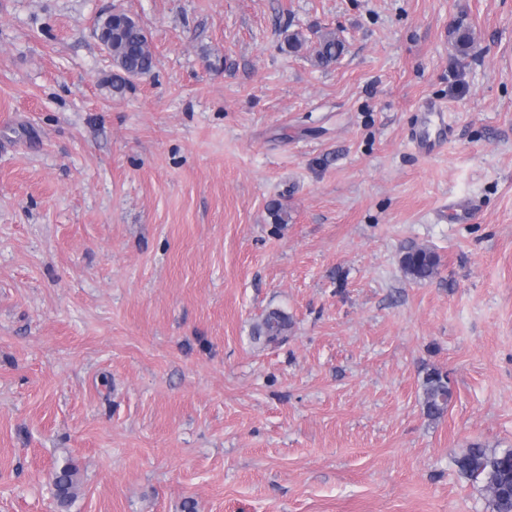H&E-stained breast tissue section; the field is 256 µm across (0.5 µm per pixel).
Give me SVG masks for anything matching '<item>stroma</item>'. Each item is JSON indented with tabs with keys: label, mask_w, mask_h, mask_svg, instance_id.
<instances>
[{
	"label": "stroma",
	"mask_w": 512,
	"mask_h": 512,
	"mask_svg": "<svg viewBox=\"0 0 512 512\" xmlns=\"http://www.w3.org/2000/svg\"><path fill=\"white\" fill-rule=\"evenodd\" d=\"M112 10L156 59L120 95ZM475 444L512 448V0H0V512H490ZM315 64L321 68H327L336 62L343 51L342 41L333 32L320 35L319 42L314 49ZM405 273L413 279L424 281L433 278L438 271L436 255L425 248H410L401 257ZM288 330V316L281 311L269 312L258 328V335L264 336L267 344L277 342ZM452 390L447 375L439 371L430 372L424 384V407L429 417H440L448 408ZM55 488H56V496L60 503V506L65 507L68 505L75 496V475L76 468L67 465L62 467L59 471L55 473Z\"/></svg>",
	"instance_id": "1"
}]
</instances>
